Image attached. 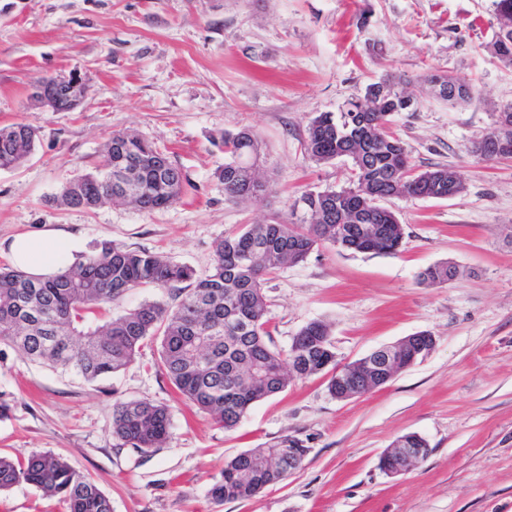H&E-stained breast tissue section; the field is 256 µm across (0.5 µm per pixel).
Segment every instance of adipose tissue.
<instances>
[{
  "label": "adipose tissue",
  "instance_id": "ef3b65f1",
  "mask_svg": "<svg viewBox=\"0 0 512 512\" xmlns=\"http://www.w3.org/2000/svg\"><path fill=\"white\" fill-rule=\"evenodd\" d=\"M75 241L63 234H26L9 245V258L19 270L33 276H48L69 266Z\"/></svg>",
  "mask_w": 512,
  "mask_h": 512
}]
</instances>
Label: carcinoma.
I'll list each match as a JSON object with an SVG mask.
<instances>
[{
    "instance_id": "obj_1",
    "label": "carcinoma",
    "mask_w": 512,
    "mask_h": 512,
    "mask_svg": "<svg viewBox=\"0 0 512 512\" xmlns=\"http://www.w3.org/2000/svg\"><path fill=\"white\" fill-rule=\"evenodd\" d=\"M497 21L493 47L512 61V0H492ZM387 88L377 112L359 111L368 90ZM411 80L385 77L339 107L314 117L307 128L305 151L317 163L347 157L355 168L352 186L302 197L310 221L295 224L275 215L216 243L211 268L199 274L190 266L146 250L111 241L101 242L48 278H34L11 267L0 268V341L20 350L35 363L73 380L95 383L135 362L148 342L159 343L157 366L189 402L208 413L224 430L234 429L258 401L288 387L292 380L330 375L328 390L350 399V380L336 374L328 325L315 321L303 327L287 352L271 348L266 276L296 265L324 243L361 253H395L404 227L380 205L391 197L446 199L464 190L459 177L445 166L420 173L403 141L390 131L395 113L403 111L402 95L413 94ZM224 165L214 176L224 195L236 202L259 201L252 193L265 179L259 135L250 129L225 132ZM35 133L22 123L0 127V169L16 168L30 156ZM165 156L135 133H112L102 161L94 170L72 179L54 201L66 207L93 208L103 200L127 201L152 213L179 201L184 176L177 166L162 168L153 160ZM458 270L448 262L427 267L418 275L426 285L445 284ZM165 291L175 305L148 301L108 320L97 318L135 288ZM421 354L406 342L391 363L395 376ZM167 407L150 401L119 402L113 409V433L123 444L142 452L159 448L170 438ZM423 449L427 442L414 434L399 437L393 447ZM307 449L253 448L224 464L209 495L217 503L250 498L300 468ZM32 484L56 496L67 512H112L110 499L86 475L63 458L34 453L14 460L0 456V490Z\"/></svg>"
}]
</instances>
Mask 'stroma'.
Segmentation results:
<instances>
[{"mask_svg":"<svg viewBox=\"0 0 512 512\" xmlns=\"http://www.w3.org/2000/svg\"><path fill=\"white\" fill-rule=\"evenodd\" d=\"M496 28L490 0H0V126L39 131L27 161L0 169V266L15 235L60 230L83 254L114 241L206 272L218 240L275 214L302 219L304 193L347 186L348 159L305 154L315 115L394 72L446 73L472 90L455 104L421 96L392 125L416 169L454 170L461 194L384 200L405 228L397 253L323 245L264 285L274 349L322 321L342 365L419 332L434 338L428 355L348 400L323 375L291 383L227 431L157 370L156 345L83 384L0 342V454L62 456L112 512H512V160L471 152L495 108L512 103ZM69 73L87 81L81 106L32 105L33 83ZM244 127L258 133L272 183L247 205L228 200L214 175L221 133ZM115 131L170 152L186 178L182 199L151 214L123 202L52 204ZM443 261L455 279L419 282ZM133 400L168 407L165 447L144 453L113 435L114 405ZM410 433L430 456L386 476L380 456ZM293 442L308 455L287 479L246 500L211 499L225 460ZM0 512L64 507L19 483L0 491Z\"/></svg>","mask_w":512,"mask_h":512,"instance_id":"1","label":"stroma"}]
</instances>
